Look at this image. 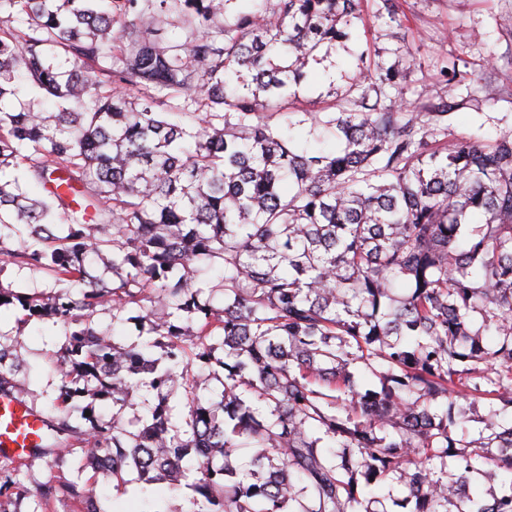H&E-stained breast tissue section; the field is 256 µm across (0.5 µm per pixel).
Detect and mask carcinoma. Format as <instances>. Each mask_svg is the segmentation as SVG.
<instances>
[{
	"instance_id": "obj_1",
	"label": "carcinoma",
	"mask_w": 512,
	"mask_h": 512,
	"mask_svg": "<svg viewBox=\"0 0 512 512\" xmlns=\"http://www.w3.org/2000/svg\"><path fill=\"white\" fill-rule=\"evenodd\" d=\"M233 2L0 0V255L58 289L0 281V307L67 336L54 444L35 453L63 466L75 436L77 472L184 480L186 512H377L387 481L408 512H512V133L456 139L446 110L409 111L386 92L396 73L363 55L334 111L284 127L289 84L362 0L229 17ZM377 14L404 37L396 0ZM23 81L36 97L19 100ZM318 127L334 145L298 149L293 131ZM216 263L218 283L198 280ZM148 301L164 314L139 319L142 344L96 328L100 308L116 320ZM187 360L223 394L175 433ZM17 365L0 342V394ZM138 390L158 398L138 431L101 421L97 402ZM459 398L488 407L476 438ZM450 456L444 482L435 461ZM483 465L508 478L490 500ZM59 494L101 512L78 479L39 492Z\"/></svg>"
}]
</instances>
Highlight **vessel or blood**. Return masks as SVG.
<instances>
[{
    "instance_id": "b4317fda",
    "label": "vessel or blood",
    "mask_w": 512,
    "mask_h": 512,
    "mask_svg": "<svg viewBox=\"0 0 512 512\" xmlns=\"http://www.w3.org/2000/svg\"><path fill=\"white\" fill-rule=\"evenodd\" d=\"M48 423L13 395H0V457L31 456L46 443Z\"/></svg>"
}]
</instances>
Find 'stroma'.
Wrapping results in <instances>:
<instances>
[{
    "label": "stroma",
    "mask_w": 512,
    "mask_h": 512,
    "mask_svg": "<svg viewBox=\"0 0 512 512\" xmlns=\"http://www.w3.org/2000/svg\"><path fill=\"white\" fill-rule=\"evenodd\" d=\"M409 19L411 51L391 38L376 18V0H365L361 20L334 47H325L306 67V77L297 89L308 109L320 110L352 74L356 58L366 54L371 65L398 73L392 95H400L410 109H448L458 138L474 136L493 140L512 132V0H397ZM466 65L467 78L444 80L439 71L449 62ZM18 308H0V341L20 342L28 367L15 374L16 392L30 407L53 416L52 402L60 378L54 362L65 342L61 326L31 321L18 328ZM221 384L188 368L172 389L173 421L184 426L189 402L198 397H217ZM21 481L26 495L14 499V512H74L73 503L59 497L40 499L37 490L46 483L63 485L75 480L74 464L55 467L50 458L28 462L14 470L0 458V476ZM123 485L99 474L87 488L98 500L101 512H185L187 489H173L159 482L142 487L135 471H127Z\"/></svg>",
    "instance_id": "35a3bbf8"
}]
</instances>
